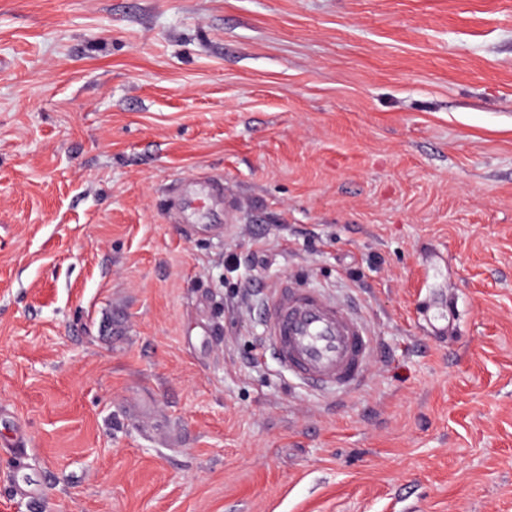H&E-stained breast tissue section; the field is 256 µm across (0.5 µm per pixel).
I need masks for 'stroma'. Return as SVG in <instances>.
Wrapping results in <instances>:
<instances>
[{"mask_svg": "<svg viewBox=\"0 0 512 512\" xmlns=\"http://www.w3.org/2000/svg\"><path fill=\"white\" fill-rule=\"evenodd\" d=\"M0 512H512V0H0ZM264 323L268 349L293 379L342 392L364 380L373 337L356 313L320 290L283 277L266 303Z\"/></svg>", "mask_w": 512, "mask_h": 512, "instance_id": "stroma-1", "label": "stroma"}]
</instances>
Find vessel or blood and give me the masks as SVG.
Listing matches in <instances>:
<instances>
[{
  "label": "vessel or blood",
  "instance_id": "b4317fda",
  "mask_svg": "<svg viewBox=\"0 0 512 512\" xmlns=\"http://www.w3.org/2000/svg\"><path fill=\"white\" fill-rule=\"evenodd\" d=\"M264 323L268 349L293 379L342 392L364 380L374 340L356 313L320 290L283 277L266 303Z\"/></svg>",
  "mask_w": 512,
  "mask_h": 512
}]
</instances>
